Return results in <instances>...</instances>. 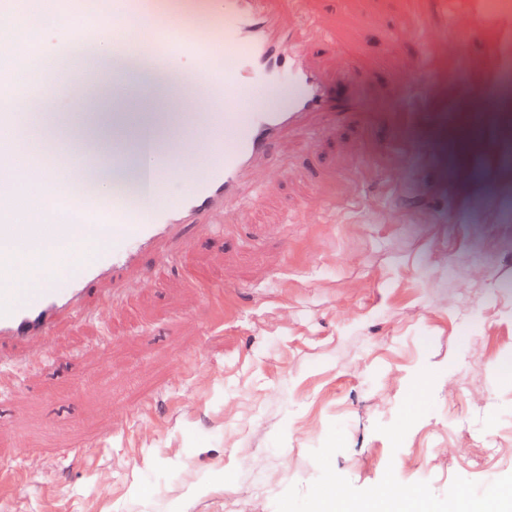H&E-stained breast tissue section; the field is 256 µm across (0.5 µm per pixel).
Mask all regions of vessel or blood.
Masks as SVG:
<instances>
[{
	"label": "vessel or blood",
	"instance_id": "obj_1",
	"mask_svg": "<svg viewBox=\"0 0 512 512\" xmlns=\"http://www.w3.org/2000/svg\"><path fill=\"white\" fill-rule=\"evenodd\" d=\"M22 0H0V34L13 31L18 22L29 29L42 27L40 9L21 10ZM55 13H69L83 20L79 37H67L62 52L87 61L91 47L109 16L126 18L127 24L112 30L119 49L131 42V32L150 33L144 50L154 58L174 61L193 58L220 112L189 111L187 99H179L178 111L164 113V124L173 130L171 149L192 141L203 145L223 139L220 151L197 156L190 167L169 164L142 170L136 190L116 186L111 200L98 198L80 187L66 172L53 186L63 205L58 209L21 207L20 195L35 194L39 186L19 166L16 153L0 148V238L95 241L100 249L89 262L74 266L62 288H43L24 300L15 299V277L36 272L51 273L56 260L33 266L26 253L0 252V347H18L52 333L58 322L80 309L92 297L93 285L119 288L132 268L147 257L169 263L184 261L178 244L194 227L223 223L229 209L253 198L252 171L264 164L275 142L292 129L308 126L314 114L340 115L332 87L340 79L317 64L312 56V37L292 24L305 18L304 0H289V12L271 11L267 0H225L224 17L211 11V0H49ZM249 82H242L244 70ZM119 112L113 122L120 129L112 135V163L135 161L140 150V128L152 104L138 84L113 78ZM399 106L414 110L428 107L422 84L411 83L396 92ZM182 184V192L156 202L140 215V200L160 193L169 181Z\"/></svg>",
	"mask_w": 512,
	"mask_h": 512
}]
</instances>
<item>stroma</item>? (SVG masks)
<instances>
[{"label":"stroma","mask_w":512,"mask_h":512,"mask_svg":"<svg viewBox=\"0 0 512 512\" xmlns=\"http://www.w3.org/2000/svg\"><path fill=\"white\" fill-rule=\"evenodd\" d=\"M476 2L307 0L357 120L288 135L262 203L184 239L231 313L151 260L0 356V464L23 471L0 512H313L334 484L479 512L512 488V12L474 28ZM415 40L432 104L407 112Z\"/></svg>","instance_id":"35a3bbf8"}]
</instances>
